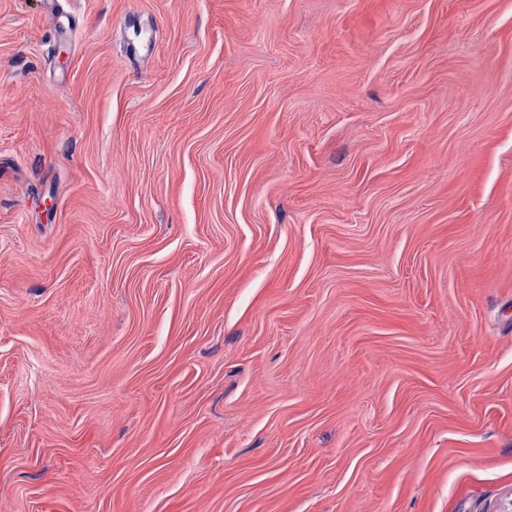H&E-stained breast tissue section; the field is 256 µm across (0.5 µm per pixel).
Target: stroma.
I'll list each match as a JSON object with an SVG mask.
<instances>
[{"label":"stroma","mask_w":512,"mask_h":512,"mask_svg":"<svg viewBox=\"0 0 512 512\" xmlns=\"http://www.w3.org/2000/svg\"><path fill=\"white\" fill-rule=\"evenodd\" d=\"M509 501L512 0H0V512Z\"/></svg>","instance_id":"1"}]
</instances>
